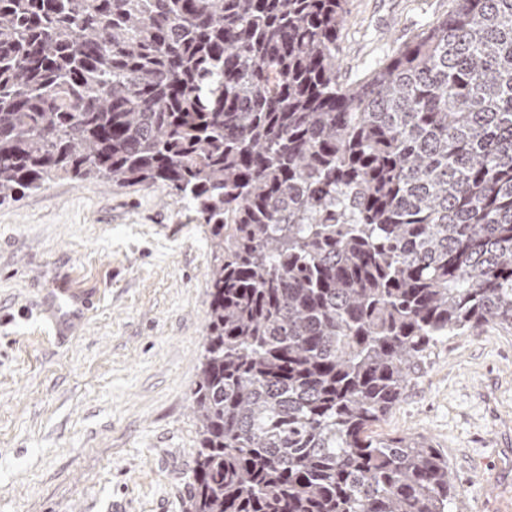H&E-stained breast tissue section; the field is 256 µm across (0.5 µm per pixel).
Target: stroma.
<instances>
[{
  "label": "stroma",
  "mask_w": 512,
  "mask_h": 512,
  "mask_svg": "<svg viewBox=\"0 0 512 512\" xmlns=\"http://www.w3.org/2000/svg\"><path fill=\"white\" fill-rule=\"evenodd\" d=\"M449 0H346L345 82ZM204 226L162 186L61 179L0 205V512H183L209 310ZM91 295L65 342L35 314ZM371 436L448 459V512H512V330L434 347Z\"/></svg>",
  "instance_id": "obj_1"
}]
</instances>
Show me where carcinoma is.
Wrapping results in <instances>:
<instances>
[{"label":"carcinoma","instance_id":"1","mask_svg":"<svg viewBox=\"0 0 512 512\" xmlns=\"http://www.w3.org/2000/svg\"><path fill=\"white\" fill-rule=\"evenodd\" d=\"M345 0H0V205L166 186L213 246L184 512H448V460L368 429L429 350L512 330V0L358 84Z\"/></svg>","mask_w":512,"mask_h":512}]
</instances>
